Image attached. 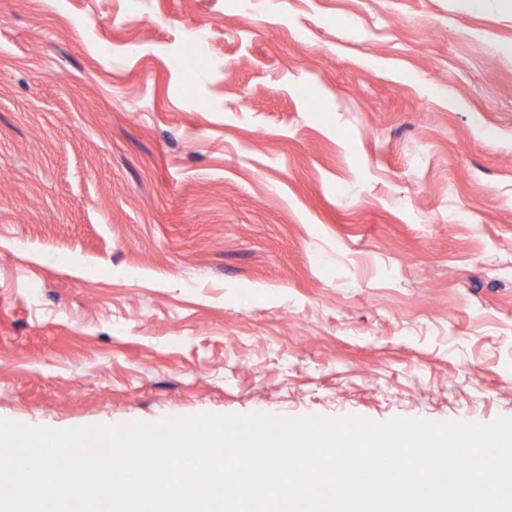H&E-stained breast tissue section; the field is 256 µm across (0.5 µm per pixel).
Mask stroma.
Listing matches in <instances>:
<instances>
[{
	"label": "stroma",
	"mask_w": 512,
	"mask_h": 512,
	"mask_svg": "<svg viewBox=\"0 0 512 512\" xmlns=\"http://www.w3.org/2000/svg\"><path fill=\"white\" fill-rule=\"evenodd\" d=\"M505 46L512 0H0V419L512 417Z\"/></svg>",
	"instance_id": "stroma-1"
}]
</instances>
